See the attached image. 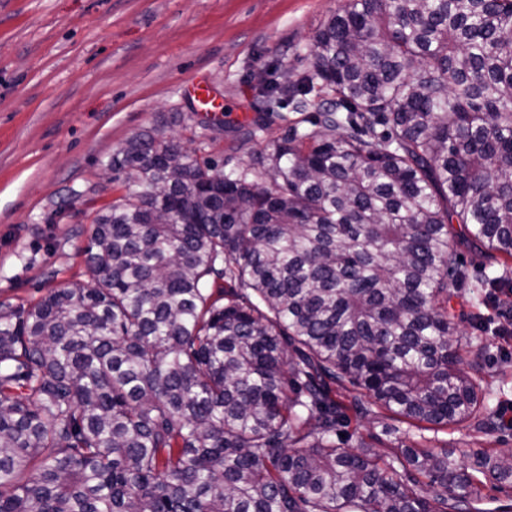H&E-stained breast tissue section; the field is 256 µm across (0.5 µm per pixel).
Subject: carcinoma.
Wrapping results in <instances>:
<instances>
[{"mask_svg": "<svg viewBox=\"0 0 512 512\" xmlns=\"http://www.w3.org/2000/svg\"><path fill=\"white\" fill-rule=\"evenodd\" d=\"M260 97L231 149L302 118L243 169L128 139L91 283L0 302V512H488L512 485L511 450L344 448L381 409L492 425L449 303L512 288V0H349Z\"/></svg>", "mask_w": 512, "mask_h": 512, "instance_id": "obj_1", "label": "carcinoma"}]
</instances>
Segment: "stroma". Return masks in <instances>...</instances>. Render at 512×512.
I'll return each instance as SVG.
<instances>
[{
    "mask_svg": "<svg viewBox=\"0 0 512 512\" xmlns=\"http://www.w3.org/2000/svg\"><path fill=\"white\" fill-rule=\"evenodd\" d=\"M347 0H0V302L89 280L82 250L120 196L104 168L126 140L164 125L198 159L245 167L232 127L256 117L252 75L300 73L320 25ZM224 98L223 128L192 109L191 82ZM482 376L512 406V335L488 337ZM436 447L470 462L512 449V427L469 423Z\"/></svg>",
    "mask_w": 512,
    "mask_h": 512,
    "instance_id": "stroma-1",
    "label": "stroma"
}]
</instances>
